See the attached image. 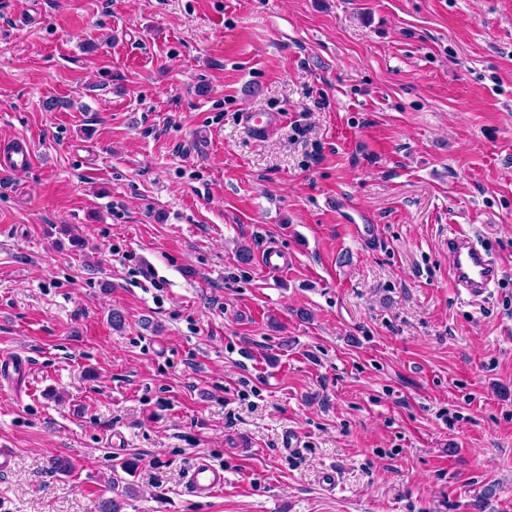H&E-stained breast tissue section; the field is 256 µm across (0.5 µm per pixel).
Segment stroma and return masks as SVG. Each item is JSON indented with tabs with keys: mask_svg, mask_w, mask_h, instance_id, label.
I'll return each mask as SVG.
<instances>
[{
	"mask_svg": "<svg viewBox=\"0 0 512 512\" xmlns=\"http://www.w3.org/2000/svg\"><path fill=\"white\" fill-rule=\"evenodd\" d=\"M246 112L284 120L256 141ZM25 140L0 512H99L111 477L122 512H512V0H0ZM452 224L501 268L475 304ZM260 267L267 273L282 275L288 271V254L281 250H265L258 258ZM184 483L194 496L210 498L224 490V470L202 458L186 473Z\"/></svg>",
	"mask_w": 512,
	"mask_h": 512,
	"instance_id": "stroma-1",
	"label": "stroma"
}]
</instances>
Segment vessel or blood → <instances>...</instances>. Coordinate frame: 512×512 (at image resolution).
<instances>
[{"label":"vessel or blood","instance_id":"1","mask_svg":"<svg viewBox=\"0 0 512 512\" xmlns=\"http://www.w3.org/2000/svg\"><path fill=\"white\" fill-rule=\"evenodd\" d=\"M279 112H246L241 123L248 135L255 140L264 138L271 128L282 122ZM34 154L31 146L0 157V168L16 171L31 166ZM448 253L451 257L449 278L457 289L467 292L471 298L483 295L496 277V270L474 244L469 230L455 225L448 234ZM258 262L267 273L282 275L288 270L289 260L280 250L263 251ZM187 490L196 497L210 498L224 489V471L207 460H200L184 477Z\"/></svg>","mask_w":512,"mask_h":512}]
</instances>
